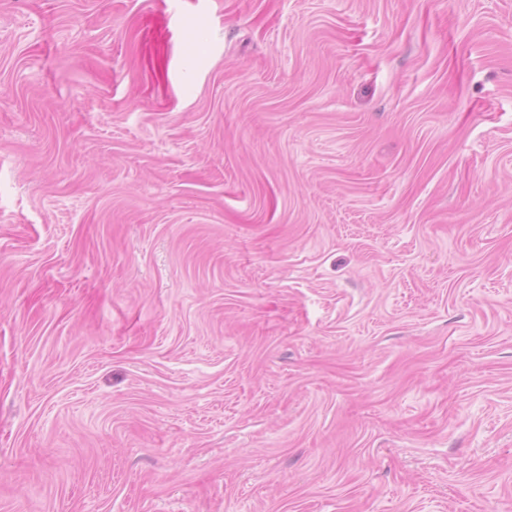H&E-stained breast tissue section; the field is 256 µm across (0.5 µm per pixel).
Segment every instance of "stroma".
Returning a JSON list of instances; mask_svg holds the SVG:
<instances>
[{
	"mask_svg": "<svg viewBox=\"0 0 512 512\" xmlns=\"http://www.w3.org/2000/svg\"><path fill=\"white\" fill-rule=\"evenodd\" d=\"M0 512H512V0H0Z\"/></svg>",
	"mask_w": 512,
	"mask_h": 512,
	"instance_id": "obj_1",
	"label": "stroma"
}]
</instances>
